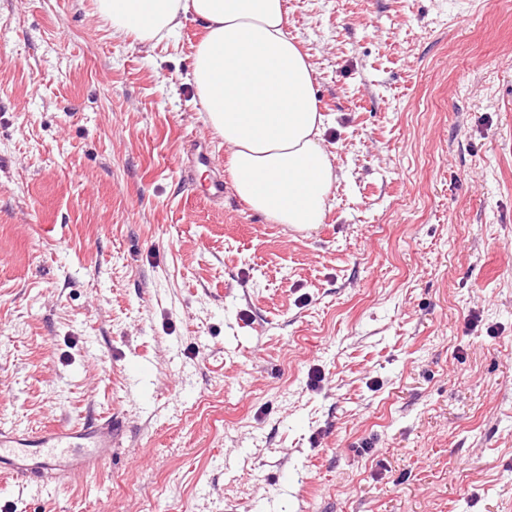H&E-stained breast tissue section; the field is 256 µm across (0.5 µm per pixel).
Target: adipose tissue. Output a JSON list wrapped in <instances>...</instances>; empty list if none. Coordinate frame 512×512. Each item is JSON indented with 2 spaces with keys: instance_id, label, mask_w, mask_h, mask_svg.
Masks as SVG:
<instances>
[{
  "instance_id": "adipose-tissue-1",
  "label": "adipose tissue",
  "mask_w": 512,
  "mask_h": 512,
  "mask_svg": "<svg viewBox=\"0 0 512 512\" xmlns=\"http://www.w3.org/2000/svg\"><path fill=\"white\" fill-rule=\"evenodd\" d=\"M112 30L141 43L203 29L189 81L223 142L237 196L274 224L313 230L337 181L307 54L289 39L284 0H94Z\"/></svg>"
}]
</instances>
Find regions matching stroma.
I'll list each match as a JSON object with an SVG mask.
<instances>
[{"label":"stroma","instance_id":"stroma-1","mask_svg":"<svg viewBox=\"0 0 512 512\" xmlns=\"http://www.w3.org/2000/svg\"><path fill=\"white\" fill-rule=\"evenodd\" d=\"M323 224L212 204L187 78L93 0H0V424L119 418L0 512H512V0H287Z\"/></svg>","mask_w":512,"mask_h":512}]
</instances>
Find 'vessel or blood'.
I'll list each match as a JSON object with an SVG mask.
<instances>
[{"mask_svg": "<svg viewBox=\"0 0 512 512\" xmlns=\"http://www.w3.org/2000/svg\"><path fill=\"white\" fill-rule=\"evenodd\" d=\"M121 433L117 421L93 418L33 434L0 427V472L42 485L100 471L112 462Z\"/></svg>", "mask_w": 512, "mask_h": 512, "instance_id": "1", "label": "vessel or blood"}]
</instances>
